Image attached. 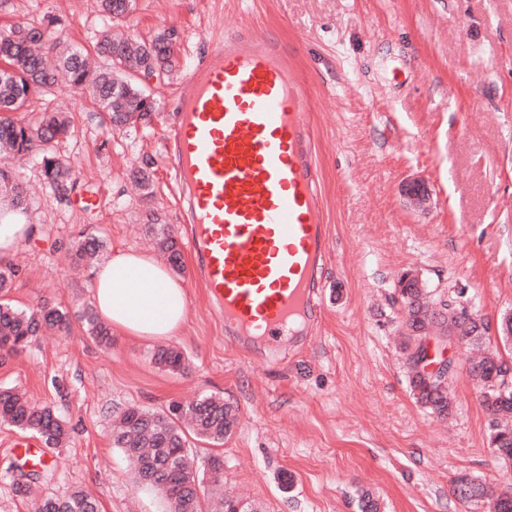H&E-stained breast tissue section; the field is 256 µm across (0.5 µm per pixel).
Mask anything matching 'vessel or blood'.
I'll list each match as a JSON object with an SVG mask.
<instances>
[{
	"instance_id": "obj_1",
	"label": "vessel or blood",
	"mask_w": 512,
	"mask_h": 512,
	"mask_svg": "<svg viewBox=\"0 0 512 512\" xmlns=\"http://www.w3.org/2000/svg\"><path fill=\"white\" fill-rule=\"evenodd\" d=\"M180 100L169 148L194 268L226 341L308 334L331 243L296 57L238 22L209 44Z\"/></svg>"
}]
</instances>
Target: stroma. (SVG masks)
Listing matches in <instances>:
<instances>
[{"label": "stroma", "mask_w": 512, "mask_h": 512, "mask_svg": "<svg viewBox=\"0 0 512 512\" xmlns=\"http://www.w3.org/2000/svg\"><path fill=\"white\" fill-rule=\"evenodd\" d=\"M43 17L52 38L86 48L102 26L97 0H0V32ZM239 19L283 40L304 72L332 242L323 318L273 356L227 345L186 253L188 320L171 340L184 371L152 363L156 341L116 334L107 349L78 323L70 335L46 330L19 353H0V387L53 407L70 432L43 450L51 470L40 493L82 489L101 512H162L113 448V419L133 404L163 412L217 395L238 414L221 448L224 486L258 512H358L363 489L383 512H489L452 493L459 477L512 485V466L488 446V416L466 372L471 352L451 351L459 372L449 415L422 408L405 364L406 314L393 299L406 273L435 306L462 296L487 324L489 348L512 364L501 333L512 313V0H134L121 28L135 40L171 36L178 60L147 87L149 123L126 132H108L88 95L64 83L23 113H71L76 134L57 154L75 187L58 197L40 165L19 167L35 191V232L13 259L9 299L91 302L92 269L72 257L85 234L107 254L153 252L152 224L171 225L186 243L164 145L181 81ZM23 436L0 423V512H32L14 487L11 445Z\"/></svg>", "instance_id": "obj_1"}]
</instances>
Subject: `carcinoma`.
<instances>
[{
	"instance_id": "carcinoma-1",
	"label": "carcinoma",
	"mask_w": 512,
	"mask_h": 512,
	"mask_svg": "<svg viewBox=\"0 0 512 512\" xmlns=\"http://www.w3.org/2000/svg\"><path fill=\"white\" fill-rule=\"evenodd\" d=\"M131 6L132 0H100L103 29L90 49H58L46 34L47 25L53 24L51 19L46 23L17 22L6 33H0V149L35 158L48 187L56 194L64 195L73 186L69 167L56 155L57 145L74 135L70 118L62 112H45L39 119L25 122L8 113L24 110L34 96L49 91L63 78L72 88L89 94L102 126L132 127L149 120L156 111L155 103L145 93L137 73L153 67L162 74L170 72L178 48L166 35L135 43L113 36L112 23L124 18ZM0 195L8 196L23 214L31 206L23 184L2 167ZM156 240L173 268L181 269V250L172 227L159 225ZM101 247L99 238L90 235L76 245V255L91 260ZM397 293L407 313L408 336L403 352L408 362L419 344V332L434 319V313L426 289L408 275L400 278ZM440 319L444 333L455 335L463 344L480 348L485 343L476 324L446 314ZM75 320L95 342L110 345V328L90 306L72 312L46 301L33 308H19L0 299V351L16 352L27 347L44 328L67 336ZM153 361L172 372L186 368L184 355L176 347L156 350ZM505 366L498 355L488 352L469 363L468 373L476 377L480 403L488 413L489 446L500 462L512 465V396L503 399L497 389ZM407 373L416 401L439 416L448 415L452 408L449 382L457 371L448 370L443 380H427L410 366ZM236 421V409L215 395L188 404L175 403L165 414L130 406L120 412L112 447L121 451L136 482L160 496L165 512H256L250 504L221 493L222 456L211 455L199 462L187 451V434L222 445L232 435ZM0 422L37 435L48 447L59 445L66 436L53 408L33 405L13 388H0ZM453 493L466 501L489 498L492 512H512V486L494 493L481 483L459 477L454 481ZM39 512H99V506L92 496L75 491L65 499L42 497Z\"/></svg>"
}]
</instances>
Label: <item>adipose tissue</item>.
<instances>
[{
    "instance_id": "adipose-tissue-1",
    "label": "adipose tissue",
    "mask_w": 512,
    "mask_h": 512,
    "mask_svg": "<svg viewBox=\"0 0 512 512\" xmlns=\"http://www.w3.org/2000/svg\"><path fill=\"white\" fill-rule=\"evenodd\" d=\"M93 304L112 330L136 338L170 339L188 317L183 278L152 254L121 247L95 270Z\"/></svg>"
}]
</instances>
